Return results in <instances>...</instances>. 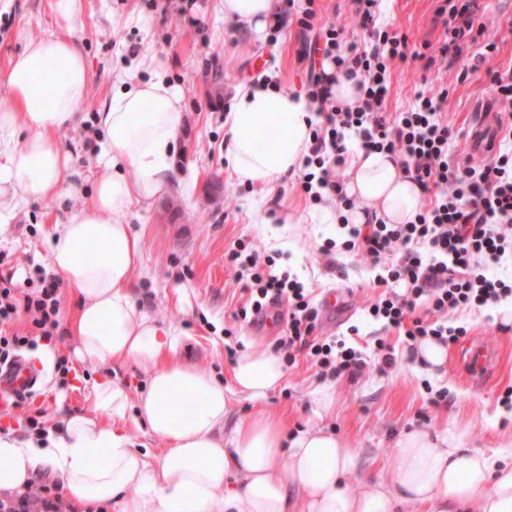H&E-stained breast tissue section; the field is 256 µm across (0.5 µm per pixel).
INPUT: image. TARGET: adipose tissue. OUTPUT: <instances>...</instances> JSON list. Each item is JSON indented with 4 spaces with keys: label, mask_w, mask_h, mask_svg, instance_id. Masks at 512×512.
<instances>
[{
    "label": "adipose tissue",
    "mask_w": 512,
    "mask_h": 512,
    "mask_svg": "<svg viewBox=\"0 0 512 512\" xmlns=\"http://www.w3.org/2000/svg\"><path fill=\"white\" fill-rule=\"evenodd\" d=\"M57 32L29 40L7 72L0 100V220L19 204L69 184L70 160L56 136L76 118L89 83L85 57L70 30L82 0H52ZM225 19L254 34L278 27L274 0H224ZM181 88L156 77L114 94L98 117L106 133L93 193L57 225L50 263L74 289V352L90 365H138L143 392L130 395L100 378L89 413L67 418L58 437L38 442L0 435V492L27 488L37 473L58 477L68 499L111 504L117 512H512V434L487 452L463 445L446 429L407 432L396 442L398 467L359 489L348 483L358 465L352 440L333 429L289 431L260 402L285 376L267 352L240 354L231 386L175 354L176 337L139 309L131 288L142 245L119 217L168 186L182 123ZM305 97L261 84L235 90L224 116L226 158L242 182L266 187L297 175L312 140ZM26 129L17 139L18 129ZM356 206L350 223L375 211L388 224L413 220L418 186L387 153L353 150L342 169ZM256 407L232 430L224 420L238 400ZM165 444L156 457L133 448L130 427ZM106 456L92 462V450Z\"/></svg>",
    "instance_id": "1"
}]
</instances>
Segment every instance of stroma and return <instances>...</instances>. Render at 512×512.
<instances>
[{
	"label": "stroma",
	"instance_id": "35a3bbf8",
	"mask_svg": "<svg viewBox=\"0 0 512 512\" xmlns=\"http://www.w3.org/2000/svg\"><path fill=\"white\" fill-rule=\"evenodd\" d=\"M482 17L488 33L498 40L495 65H512V33L503 25V13L512 12V0H485ZM436 0H384V19L422 42L430 29ZM50 0H0V99L9 97L6 73L13 57L28 40L54 31ZM73 36L89 67L87 96L77 107L76 121L61 127L57 138L70 159L73 188L29 202L7 223H0V255L25 267L48 262V235L54 224L65 223L90 198L105 133L98 114L130 78L149 80L162 75L184 91L183 121L174 157L176 169L167 190L124 215L142 239L135 281V298L148 315L171 326L179 338L178 354L223 383H230L231 340L244 350H270L278 327L259 321L237 322L233 314L245 299L233 272L224 265V252L241 238H252L265 253L284 254L285 265L312 288L336 289L345 294L344 307L322 312L324 335H342L358 326L360 345L375 347L385 341L396 348V363L386 371L369 368L357 381L336 378V413L324 426L354 439L359 464L351 484L392 472L398 463L395 444L408 430L438 432L466 430L471 446L494 448L504 433L512 432V409L502 400L512 386V329H500L493 309L455 315L466 336L449 345L442 378L414 370V362L400 345L397 331L383 329L365 314L376 293L369 286L372 274L353 253L339 256L331 269L314 251L316 243L335 237L336 227L320 223L316 205L305 199L294 178L260 188L242 183L227 165L224 113L237 86L261 75L286 91L296 92L306 76L301 52L308 41L297 26L278 35L277 43L256 38L247 28L224 18V0H83ZM156 61L149 69L147 61ZM448 84L446 117L461 131V145H470L468 132L482 105L494 94L484 71L466 78L396 68L389 111L406 108L416 85ZM356 295H346V287ZM72 332L39 340L26 353L42 369L33 396L22 407L0 409V429L24 433L28 416L44 411L46 426L70 415L88 413V395L105 375L118 377L134 393L147 377L132 364L97 367L74 362L65 387L54 385L53 356L73 353ZM484 345L498 356L495 372L475 381L461 361V350ZM314 365L297 356L287 368L283 384L264 401L266 408L288 422L289 429L315 425L311 392L322 385ZM444 389L448 399L432 404L429 389Z\"/></svg>",
	"mask_w": 512,
	"mask_h": 512
}]
</instances>
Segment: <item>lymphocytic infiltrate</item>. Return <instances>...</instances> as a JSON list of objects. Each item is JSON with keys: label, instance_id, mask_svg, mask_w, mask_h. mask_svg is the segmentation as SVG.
Wrapping results in <instances>:
<instances>
[{"label": "lymphocytic infiltrate", "instance_id": "f902f5d3", "mask_svg": "<svg viewBox=\"0 0 512 512\" xmlns=\"http://www.w3.org/2000/svg\"><path fill=\"white\" fill-rule=\"evenodd\" d=\"M382 0H351L349 23L315 27L316 0H285L282 17L296 20L304 30L317 29L322 58L335 73L309 68L303 86L315 109L307 167L299 174L300 189L315 204L324 197L338 209H353L336 169L344 165L346 140L356 137L361 149L397 156L419 186L422 206L414 221L387 224L383 220L339 225V235L325 239L317 253L334 261L340 251L360 254L377 268L372 287L376 299L368 317L384 328L398 330L408 351L426 339L447 346L465 335L462 326L448 323L449 314L470 312L512 301V279L494 276L497 265L512 259V71L489 65L487 56L497 43L487 38L476 20L477 0H443L433 13L441 42L410 45L407 35L381 23ZM362 41H354L355 33ZM483 52L470 54V46ZM418 65L420 70L448 73L471 66L485 67V77L503 105L497 117L495 147L488 156H451L458 137L443 115L448 88L417 91L414 104L402 112L387 109L393 64ZM353 80V102L335 94L337 75ZM246 302L240 319L259 316L269 305L282 307L281 334L272 351L285 363L305 354L321 377L357 380L371 362L392 366L393 347L379 344L378 358L347 345L342 339L317 337L319 308L313 290L290 270L276 266L252 241L241 239L224 254ZM62 280L46 266H37L24 279L14 272L0 274V366H11L38 339L52 338L63 326ZM27 318L29 332L13 331L11 322ZM0 512H68L55 486L44 484L20 494L0 496Z\"/></svg>", "mask_w": 512, "mask_h": 512}]
</instances>
